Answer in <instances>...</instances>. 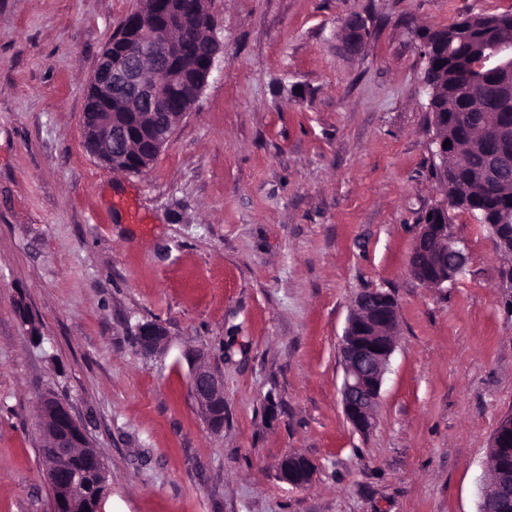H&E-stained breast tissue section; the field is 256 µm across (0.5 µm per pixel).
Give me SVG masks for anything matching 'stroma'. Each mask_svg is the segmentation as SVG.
<instances>
[{
	"mask_svg": "<svg viewBox=\"0 0 512 512\" xmlns=\"http://www.w3.org/2000/svg\"><path fill=\"white\" fill-rule=\"evenodd\" d=\"M138 5L0 0V512L53 510L49 391L105 463L102 512H478L512 416V294L464 212V273L435 288L409 271L441 197L416 32L512 0H209L208 83L153 165L125 174L90 153L82 119ZM369 289L392 295L398 330L361 433L339 344ZM145 322L164 352L138 351ZM199 363L224 381L217 433L189 390ZM290 453L315 466L306 486L277 475Z\"/></svg>",
	"mask_w": 512,
	"mask_h": 512,
	"instance_id": "35a3bbf8",
	"label": "stroma"
}]
</instances>
